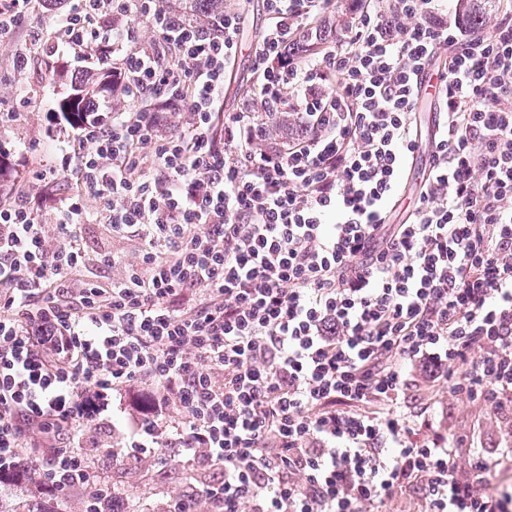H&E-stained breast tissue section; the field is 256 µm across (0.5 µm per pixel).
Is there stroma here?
Masks as SVG:
<instances>
[{
	"label": "stroma",
	"mask_w": 512,
	"mask_h": 512,
	"mask_svg": "<svg viewBox=\"0 0 512 512\" xmlns=\"http://www.w3.org/2000/svg\"><path fill=\"white\" fill-rule=\"evenodd\" d=\"M224 8L238 13L239 54L224 84V109L238 112L245 109L253 74V50L269 25L263 0H224ZM23 32L0 37V113H14L15 118L0 124V149L6 153L9 171L0 182V203L9 204L20 196L39 198L38 222L49 249L66 247L67 242L56 231L54 201L65 196L71 180L58 176L54 183L36 181L37 172L49 169L59 149L71 143L77 132L63 119L58 102L66 96L78 70L73 55L53 56V69H46L43 56H36L31 68L18 71L13 67L16 51L26 47ZM420 150L413 166L404 169L400 180L405 198L415 197L421 187V172L429 157L431 137L437 118L438 105L430 98L419 99L415 107ZM98 204L88 200L87 208L94 217L83 225L81 235L89 258L81 271L82 278L110 287L122 278L127 264L136 262L141 248L137 238L113 234L106 219L97 216ZM117 253L121 261L110 267L98 265L96 254L101 250ZM416 408H428L433 427L445 437L463 439L479 448L494 449L504 444V426L493 409L481 402L449 394L439 383L418 382L412 389ZM147 395L135 386L112 399L111 415L101 417L88 428L91 442L86 453L95 475L115 488L121 512H168L170 503L194 489L196 482L216 483L222 478L219 467L210 465L204 457L195 461L184 459L159 463L156 457H141L135 467L113 464L104 450L115 444L123 423L135 416ZM44 499L56 512H82L83 493L67 498L39 496L21 480L0 483V500L13 512H27L36 499Z\"/></svg>",
	"instance_id": "1"
}]
</instances>
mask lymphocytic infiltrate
<instances>
[{"mask_svg":"<svg viewBox=\"0 0 512 512\" xmlns=\"http://www.w3.org/2000/svg\"><path fill=\"white\" fill-rule=\"evenodd\" d=\"M443 2L351 0L350 27L310 59L288 48L332 0H264L250 103L228 114L237 13L203 28L165 0H70L63 49L94 50L140 106L41 173L76 174L55 213L67 247L47 248L28 198L0 207V471L36 435L43 490L90 488V423L155 385L120 453H205L221 512H382L399 493L422 512H512L511 491L484 490L512 448L473 449L460 474L457 442L401 406L418 370L512 438V10L473 36ZM135 16L176 62L128 47ZM443 45L428 168L395 224L419 78ZM283 112L304 133L270 141ZM88 197L142 243L108 288L76 275Z\"/></svg>","mask_w":512,"mask_h":512,"instance_id":"1","label":"lymphocytic infiltrate"}]
</instances>
